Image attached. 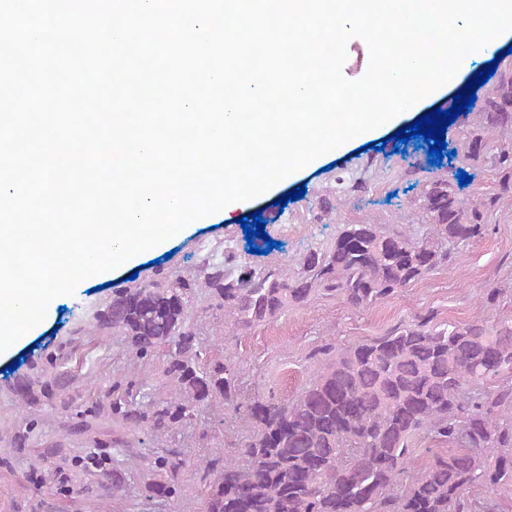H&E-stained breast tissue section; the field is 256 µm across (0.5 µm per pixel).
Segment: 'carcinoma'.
I'll return each mask as SVG.
<instances>
[{
	"label": "carcinoma",
	"mask_w": 512,
	"mask_h": 512,
	"mask_svg": "<svg viewBox=\"0 0 512 512\" xmlns=\"http://www.w3.org/2000/svg\"><path fill=\"white\" fill-rule=\"evenodd\" d=\"M467 116L478 132L456 151L490 160L502 191L512 190V71ZM461 156H448V173L421 193L431 237L345 224L331 246L306 250L293 273L206 257L192 276L159 270L144 286L112 288L95 326L122 338L134 367L165 351L174 390L168 401L143 404L133 400L138 380L116 381L112 419L145 424L158 439L202 413L243 423L224 463L207 466L215 477L206 512H496L494 499L470 493L512 497V319L437 324L429 313L375 338L327 342L311 352L315 373L295 395L247 400L240 363L209 356L195 323L200 295L224 315L228 339L320 296L367 310L451 265L485 234V212L497 203L459 195ZM60 360L51 355L38 377L18 381L23 403H51L69 386ZM427 441L447 450L418 470L415 449ZM157 463L172 475L184 466L173 449Z\"/></svg>",
	"instance_id": "obj_1"
}]
</instances>
